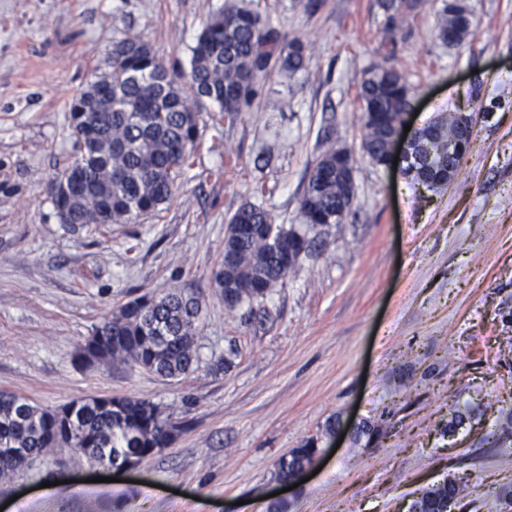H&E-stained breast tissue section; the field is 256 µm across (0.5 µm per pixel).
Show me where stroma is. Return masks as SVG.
I'll return each mask as SVG.
<instances>
[{
    "label": "stroma",
    "instance_id": "1",
    "mask_svg": "<svg viewBox=\"0 0 512 512\" xmlns=\"http://www.w3.org/2000/svg\"><path fill=\"white\" fill-rule=\"evenodd\" d=\"M226 0H0V391L54 409L114 396L158 404L183 429L105 483L56 449L0 480V512H408L448 476L460 512L512 492V0H468L472 34L436 36L422 0L395 48L420 128L475 116L455 180L430 191L360 149L362 73L385 52L379 0H238L305 43L270 67L254 105L200 106L194 165L173 201L130 224H61L48 187L75 153L72 100L137 37L188 71ZM352 151L350 216L324 227L262 304L227 311L212 275L244 203L299 225L325 143ZM173 288L203 302L197 369L80 368L76 348L117 305ZM494 402V411L485 403ZM464 421L446 425L453 411ZM371 425L372 439L358 438ZM316 442L321 470L283 491L279 460ZM455 477V476H454ZM452 477L451 479H446L442 483L434 485L433 489H430L432 494L438 498H449L453 499L455 503H461V501L466 497V491L468 490L467 482H463L460 478L457 480Z\"/></svg>",
    "mask_w": 512,
    "mask_h": 512
}]
</instances>
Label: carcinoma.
Segmentation results:
<instances>
[{"label":"carcinoma","instance_id":"obj_1","mask_svg":"<svg viewBox=\"0 0 512 512\" xmlns=\"http://www.w3.org/2000/svg\"><path fill=\"white\" fill-rule=\"evenodd\" d=\"M421 0H384L386 45L381 60L358 82L357 99L365 137L362 152L382 160L384 137L411 107L404 75L392 64L397 37L415 19ZM468 0H443L436 20L443 43L462 44L472 33ZM305 45L282 36L261 16L227 3L207 20L192 48L190 70L169 73L148 43L133 37L114 44L110 70L72 103L76 154L56 177L51 200L65 224H125L154 214L171 201L192 167L199 136L197 101L205 98L234 115L250 108L256 84L271 63L300 68ZM336 151L326 147L310 173L300 199L303 224L274 223L264 208L243 204L229 219L225 261L213 283L234 310L261 303L283 284L301 255L309 252L322 224H341L352 210L349 194L336 180ZM428 189L440 187L425 164L412 173ZM248 224L236 236L232 225ZM201 300L173 290L163 297L143 294L115 307L74 353L83 367L132 364L166 379L193 372L199 354L195 342ZM181 426L156 404L124 397H97L72 406L42 409L25 398L0 393V478L5 479L59 446L68 434L73 453L92 465L116 466L130 457L142 462L153 449L168 445ZM314 446L295 450L279 462V474L312 460ZM467 483L454 478L434 486L438 498L466 497Z\"/></svg>","mask_w":512,"mask_h":512}]
</instances>
